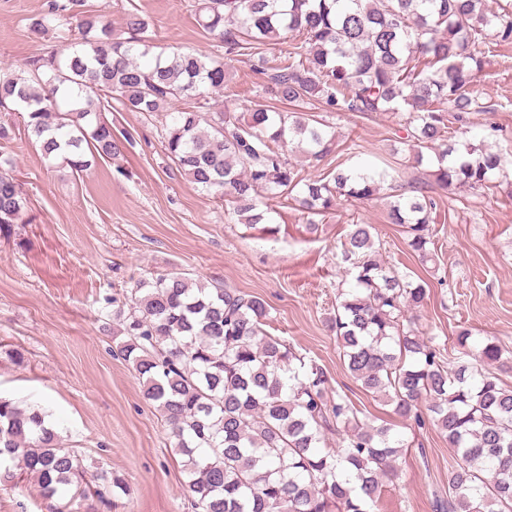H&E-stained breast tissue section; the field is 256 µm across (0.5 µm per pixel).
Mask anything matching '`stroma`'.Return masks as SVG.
Instances as JSON below:
<instances>
[{
  "instance_id": "stroma-1",
  "label": "stroma",
  "mask_w": 512,
  "mask_h": 512,
  "mask_svg": "<svg viewBox=\"0 0 512 512\" xmlns=\"http://www.w3.org/2000/svg\"><path fill=\"white\" fill-rule=\"evenodd\" d=\"M48 0H0V74L32 57L64 49L78 37L70 13L47 34L30 29ZM192 0H84L86 10L122 27L135 11L150 21L155 46L209 52ZM220 99L246 111L261 82L248 60L232 61ZM480 109L453 130L498 152L512 173V42L494 46L470 88ZM336 135V151L302 174L335 166L378 168L401 193L435 199L430 259L406 245L402 227L388 223L385 200L340 199L333 214L308 224L297 203L270 196L271 220L239 223L225 200L200 191L166 157V113L145 115L113 106L106 118L124 144L119 157L96 159L88 170L52 164L23 125L0 150L28 200L23 223L0 237V395L50 411L65 448L87 468L106 464L129 487L99 512H186L185 475L170 451L167 426L143 396L142 381L112 350L118 343L113 299L136 281L174 270L263 298L271 307L265 330L286 339L328 375L329 394L348 395L363 413L405 440L399 477L385 483L379 512H436L448 495V472L459 459L431 419L404 420L350 376L326 320L345 282L340 246L353 223L374 225L388 266L427 283L416 327L434 344L453 348L461 331L472 344L499 342L512 355V184L444 193L429 177L432 150L415 163L406 149V113L332 112L308 106ZM20 351L22 360L12 359Z\"/></svg>"
}]
</instances>
